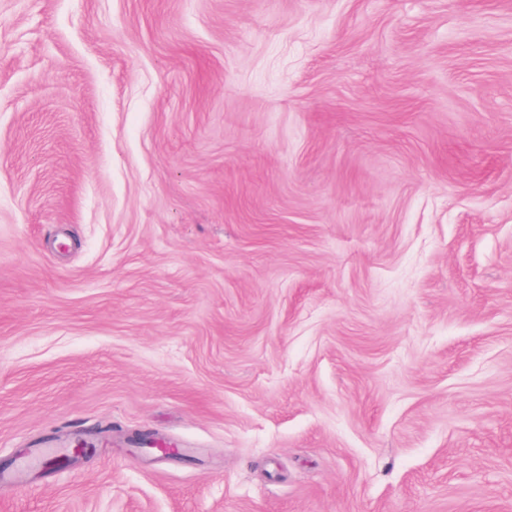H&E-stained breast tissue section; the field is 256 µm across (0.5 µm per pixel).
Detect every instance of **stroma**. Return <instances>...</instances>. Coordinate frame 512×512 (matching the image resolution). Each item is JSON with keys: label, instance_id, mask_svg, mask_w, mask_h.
<instances>
[{"label": "stroma", "instance_id": "stroma-1", "mask_svg": "<svg viewBox=\"0 0 512 512\" xmlns=\"http://www.w3.org/2000/svg\"><path fill=\"white\" fill-rule=\"evenodd\" d=\"M48 434L0 512H512V0H0V462Z\"/></svg>", "mask_w": 512, "mask_h": 512}]
</instances>
